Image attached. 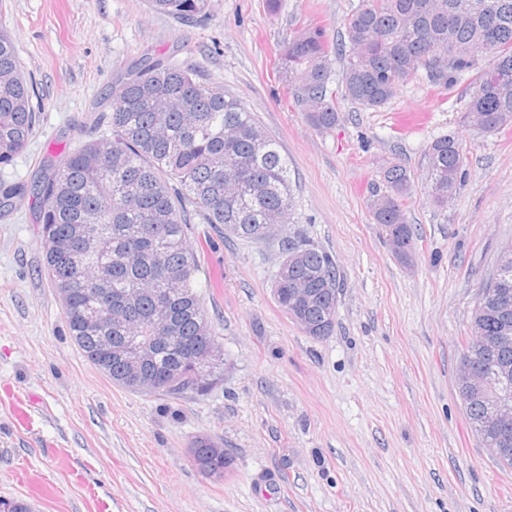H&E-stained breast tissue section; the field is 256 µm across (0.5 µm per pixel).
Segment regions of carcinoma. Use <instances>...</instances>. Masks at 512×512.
<instances>
[{
  "label": "carcinoma",
  "mask_w": 512,
  "mask_h": 512,
  "mask_svg": "<svg viewBox=\"0 0 512 512\" xmlns=\"http://www.w3.org/2000/svg\"><path fill=\"white\" fill-rule=\"evenodd\" d=\"M157 13L176 21L208 16L210 0H149ZM347 40L337 44L323 27L298 30L279 51L282 80L302 107L308 123L329 130L339 121L336 97L329 89L331 65L341 54L344 97L366 109L385 105L404 82L421 75L448 86L475 73V90L462 116L485 133L512 127V0H362L346 22ZM107 123L111 137L89 141L60 163L45 158L33 184L0 183V212L32 194L37 234L45 253V272L63 304L69 335L83 356L112 382L134 383L126 363L102 347L83 327L112 289V301L128 302L123 321L107 329L112 341L129 335L139 322L160 326L171 316L175 341L154 354L143 372L177 371L181 378L160 394L180 399L203 396L224 381V363L201 371L190 357L203 337L218 342L207 313L190 287L198 255L187 242L191 217L219 224L224 235L256 240L259 224H281L294 206L288 157L242 103L222 86H206L194 68L146 57L112 85ZM37 113L20 69L14 44L0 31V166H7L33 137ZM464 175L461 145L453 135L434 139L426 154L424 193L434 205L448 202ZM385 192L371 202L376 223L394 238L400 256L413 247L405 217L411 177L400 161L382 174ZM88 224L98 225L100 249L89 253L80 242ZM512 307V242L501 251L495 272L481 289L470 336L459 363L493 374L512 366V324L507 342L491 352L485 336L500 335V285ZM272 287L286 310L292 288L315 294L299 322L320 339L336 319L340 281L332 257L302 237L281 238V260ZM458 396L471 428L492 457L512 468V448L501 449L488 415L498 394L482 396L457 382ZM197 468L222 470L232 457H216L222 440L201 435L193 441Z\"/></svg>",
  "instance_id": "cac0c4a2"
}]
</instances>
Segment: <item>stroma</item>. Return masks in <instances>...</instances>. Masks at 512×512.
Instances as JSON below:
<instances>
[{"mask_svg":"<svg viewBox=\"0 0 512 512\" xmlns=\"http://www.w3.org/2000/svg\"><path fill=\"white\" fill-rule=\"evenodd\" d=\"M361 0H211L179 24L148 0H0L32 86L38 128L0 167L29 183L45 157L108 136L99 124L113 83L148 54L174 56L254 112L288 157V235L330 253L343 288L329 336L305 335L276 303L275 246L193 224V291L224 350V383L172 400L112 383L71 340L44 270L29 198L0 215V499L32 512H512V469L471 429L456 369L476 298L512 241V129L462 123V75L451 87L401 86L384 107L330 87L340 120L318 131L276 72L277 50L300 28L331 40ZM460 142L466 175L437 207L424 194L430 142ZM407 167L406 217L417 229L396 256L369 197L383 169ZM29 406L17 425L6 393ZM223 438L222 480L202 475L194 438Z\"/></svg>","mask_w":512,"mask_h":512,"instance_id":"35a3bbf8","label":"stroma"}]
</instances>
